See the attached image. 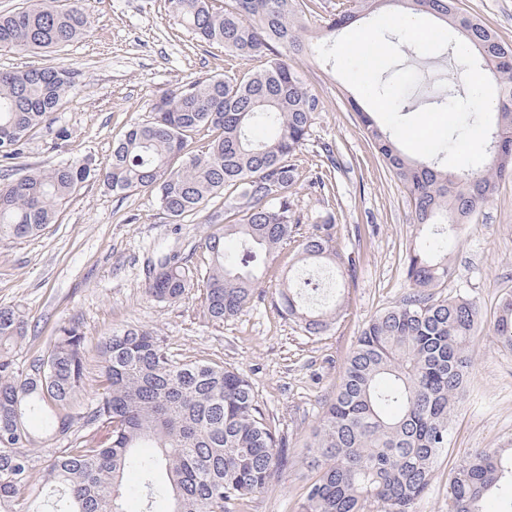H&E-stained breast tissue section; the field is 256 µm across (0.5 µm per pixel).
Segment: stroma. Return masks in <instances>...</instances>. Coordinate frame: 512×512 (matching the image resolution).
Here are the masks:
<instances>
[{"mask_svg":"<svg viewBox=\"0 0 512 512\" xmlns=\"http://www.w3.org/2000/svg\"><path fill=\"white\" fill-rule=\"evenodd\" d=\"M457 5L512 42V0H458ZM81 6L88 30L64 51H0V69L63 65L75 76L64 106L30 137L18 167L36 168L77 155L106 166L114 142L131 122L148 120L162 95L224 73L231 65L241 72L256 66L248 59L228 62L222 47L200 43L168 0H82ZM401 51L406 66L420 76L404 101L409 113L430 106V86L448 92L459 88L464 68L456 59L423 66L412 47ZM288 62L323 102L298 162L309 169L326 146L337 160L325 185L306 179L298 183L301 226L309 228L324 199H334L337 246L355 261L346 281L347 313L327 335H304L274 304L296 261L289 247L268 264L249 307L224 323L208 322L194 295L166 304L148 298L149 264L173 251L189 262L199 261L211 227L195 217L168 223L147 190L116 194L103 182L87 183L41 236L0 244V305H18L30 321L26 340L15 350L21 370H28L59 323L76 319L84 327L91 360L102 336L136 324L162 336L172 354L245 371L276 419L289 458L287 470L277 473L245 512H298L308 482L303 463L307 437L339 387L345 358L362 328L406 294L405 265L417 236L403 186L386 169L351 107L360 94L316 52ZM63 128L70 139L61 150L56 142ZM431 243L447 252L451 265L442 294L476 302L482 324L448 448L414 512H448L451 470L476 450L512 448V351L498 347L492 330L501 296L512 293V176L500 180L494 197L457 240L435 237Z\"/></svg>","mask_w":512,"mask_h":512,"instance_id":"35a3bbf8","label":"stroma"}]
</instances>
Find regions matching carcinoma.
<instances>
[{
	"mask_svg": "<svg viewBox=\"0 0 512 512\" xmlns=\"http://www.w3.org/2000/svg\"><path fill=\"white\" fill-rule=\"evenodd\" d=\"M170 4L199 41L224 47L231 61L252 58L257 68L239 74L231 66L160 97L150 119L129 124L104 170L90 156L13 168L29 134L61 108L74 73L63 65L0 70V243L41 234L85 183L101 178L114 193L151 191L172 222L199 215L218 225L204 240L201 264L175 254L154 263L145 293L158 303L198 292L210 321L234 318L251 304L261 268L286 245L298 263L345 279L354 263L336 246L335 206H324L304 233L294 203L296 156L322 111L283 58L310 48L300 36L307 29L300 0ZM387 5L447 23L477 53L495 87L497 145L484 167L449 172L408 160L370 113L357 110L410 199L420 242L407 256L408 292L363 328L310 433L304 463L311 477L299 512H411L427 492L472 373L481 315L465 297L436 295L451 268L426 236L456 239L498 181L512 175V44L459 11L456 0H338L325 30L336 33ZM87 25L79 0H33L0 15V51L59 50ZM258 127L264 136L254 135ZM200 135L204 142L190 149ZM228 237L240 244L238 261L224 252ZM308 286L300 276L288 278L278 305L302 332L323 336L344 311V295L327 287L313 308ZM28 333L19 308L0 306V512H126L131 470L139 473L143 512H243L286 465L276 421L244 370L178 357L155 332L126 325L102 338L93 373L83 326L70 320L24 373L12 351ZM493 333L512 350L511 293L501 299ZM36 415L39 433L28 426ZM141 448L154 452L145 456ZM494 491L512 506V453L502 448H486L455 468L448 512H484Z\"/></svg>",
	"mask_w": 512,
	"mask_h": 512,
	"instance_id": "cac0c4a2",
	"label": "carcinoma"
}]
</instances>
